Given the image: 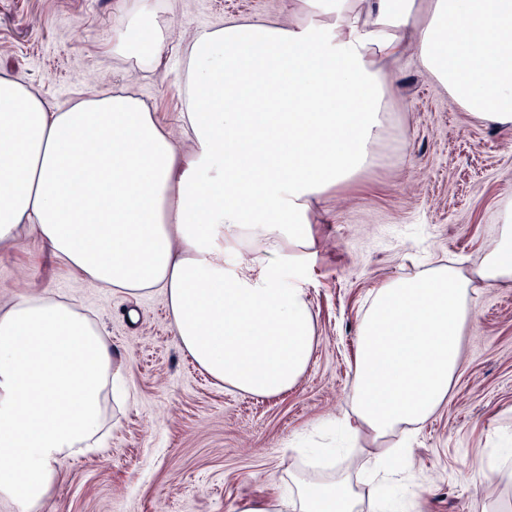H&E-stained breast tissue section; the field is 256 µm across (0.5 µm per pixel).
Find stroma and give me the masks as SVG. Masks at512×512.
Here are the masks:
<instances>
[{"mask_svg": "<svg viewBox=\"0 0 512 512\" xmlns=\"http://www.w3.org/2000/svg\"><path fill=\"white\" fill-rule=\"evenodd\" d=\"M290 0H154L169 35L159 64L112 54L125 0H0V75L64 108L104 92L140 98L181 136V50L202 26L285 13ZM377 159L313 205L320 239L303 275L317 327L299 383L270 398L229 389L178 346L161 291L113 293L53 259L33 235L0 249V307L24 296L67 300L103 327L125 372L129 401L105 402L98 447L63 462L40 512H239L274 497L301 463L299 435L321 440L347 408L355 327L370 292L426 260L477 265L512 199V129L484 124L410 60ZM448 401L422 424L397 467L412 512H512V490L481 461L512 436V287L476 282Z\"/></svg>", "mask_w": 512, "mask_h": 512, "instance_id": "1", "label": "stroma"}]
</instances>
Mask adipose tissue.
<instances>
[{
    "instance_id": "obj_1",
    "label": "adipose tissue",
    "mask_w": 512,
    "mask_h": 512,
    "mask_svg": "<svg viewBox=\"0 0 512 512\" xmlns=\"http://www.w3.org/2000/svg\"><path fill=\"white\" fill-rule=\"evenodd\" d=\"M300 2L302 20L234 17L194 32L185 146L133 96L55 111L0 77V246L32 234L115 293L161 289L179 347L257 397L287 392L309 367L310 204L374 160L397 93L391 66L412 57L474 118L512 127V0ZM168 44L153 0H137L112 52L153 64ZM476 277L512 284V201L473 275L432 264L371 293L346 431L383 440L446 402ZM121 370L100 326L68 303L29 297L0 311V501L38 512L61 464L96 446ZM289 481V494L240 512H361L355 478L335 461Z\"/></svg>"
}]
</instances>
